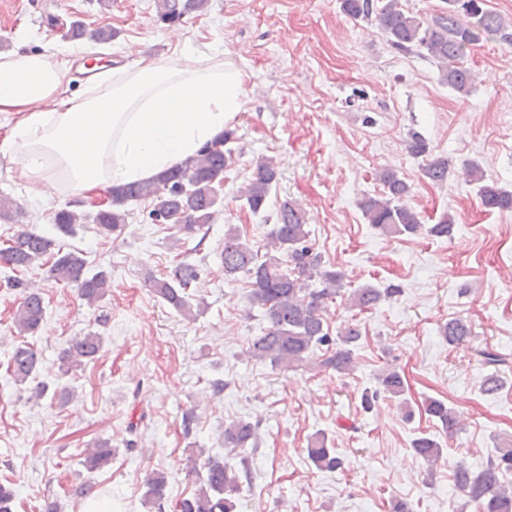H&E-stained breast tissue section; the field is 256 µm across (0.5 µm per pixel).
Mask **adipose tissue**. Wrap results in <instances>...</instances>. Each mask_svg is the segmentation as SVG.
I'll return each instance as SVG.
<instances>
[{"label":"adipose tissue","mask_w":512,"mask_h":512,"mask_svg":"<svg viewBox=\"0 0 512 512\" xmlns=\"http://www.w3.org/2000/svg\"><path fill=\"white\" fill-rule=\"evenodd\" d=\"M66 73L48 54H0V113L18 116L0 156L43 197L87 199L151 178L197 154L243 107V74L228 60L110 68L77 96Z\"/></svg>","instance_id":"obj_1"}]
</instances>
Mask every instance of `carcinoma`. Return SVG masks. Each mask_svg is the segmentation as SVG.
<instances>
[{"mask_svg": "<svg viewBox=\"0 0 512 512\" xmlns=\"http://www.w3.org/2000/svg\"><path fill=\"white\" fill-rule=\"evenodd\" d=\"M448 8L425 22L402 8L399 0H340L341 10L353 19L377 23L391 45L401 51L424 50L438 68V80L448 87L467 94L473 88L475 75L463 63L464 57L483 37L498 36L511 43L508 22L500 14L483 7V0H446ZM208 0H157V17L164 24L173 25L205 9ZM235 131L224 134L204 146L195 156L145 180L107 189L110 202L90 214H79L66 207L52 214L54 233L46 234L35 228H21L0 247V261L15 271H21L39 261L50 263L52 277L77 288L87 304L100 301L108 286L104 271L89 273L83 253L63 251L57 235L70 236L77 225L90 222L99 234L110 236L122 230L128 216L127 206L132 202L151 200L149 218L156 224H170L178 240L195 238L214 222L221 204L217 189L224 183V172L235 164L236 149L231 147ZM407 152L425 159L423 176L434 185L448 181V159L431 156L429 145L421 135L412 132L405 140ZM466 182L475 186L482 206L488 210L512 211V190L505 189L487 178L484 170L471 163L465 170ZM278 171L270 159L257 163L252 177L241 190V198L253 213L267 205ZM383 185L379 196H366L360 209L366 221L386 236L413 235L423 224L419 214L404 203L409 185L391 170L383 168L376 173ZM455 224L448 215L427 228V233L448 238ZM305 212L297 204L284 200L276 212V222L267 234L266 243L259 247L242 238L238 228L224 231L220 257L224 278L234 280L242 274L250 288L247 300L250 306L262 310L268 321L265 332L253 339L247 349L250 358L267 361L279 369L294 370L310 365L320 372L333 371L348 375L356 368L355 349L361 338L358 325L347 323L332 338L323 312L329 300L344 289L342 272L322 264L321 256L309 244ZM199 280L197 265L181 259L173 262L167 273L151 275L148 283L154 294L177 312L191 313L189 290ZM13 285L24 289L22 301L14 313V326L21 336L35 334L44 317L41 294L16 280ZM399 292L397 288H377L363 285L348 292L350 310L362 312L376 307L383 299ZM441 336L450 346L470 342L472 325L463 318H453L440 327ZM102 337L89 333L74 340L59 358L60 368L72 369L97 357L102 350ZM324 349L321 355L316 351ZM41 360L27 344H16L11 352L7 371L15 381L25 383L39 371ZM379 388L361 396V407L371 410L380 397L402 398L406 393L405 378L392 368H385L378 377ZM426 413L447 431L459 426L458 412L444 402L428 399ZM259 426L240 420L224 429V447L245 450L256 448ZM415 453L430 465L441 457L438 443L429 437L413 442ZM115 449L112 442L99 440L85 454L90 470H99L112 463ZM308 458L318 469L335 471L342 467V459L333 448L327 447L325 435L315 436L307 448ZM241 468L235 469L211 458L205 472L198 476L199 487L188 498L173 506V512H236L237 495L242 480L250 475V458L240 459ZM512 470V448L500 449L499 455L486 462L478 472L464 465L452 471L454 486L474 504L476 512H512V485L502 481V474ZM166 476L152 473L146 481L145 504L155 512H164L166 503ZM17 488L0 483V512H13Z\"/></svg>", "mask_w": 512, "mask_h": 512, "instance_id": "1", "label": "carcinoma"}]
</instances>
